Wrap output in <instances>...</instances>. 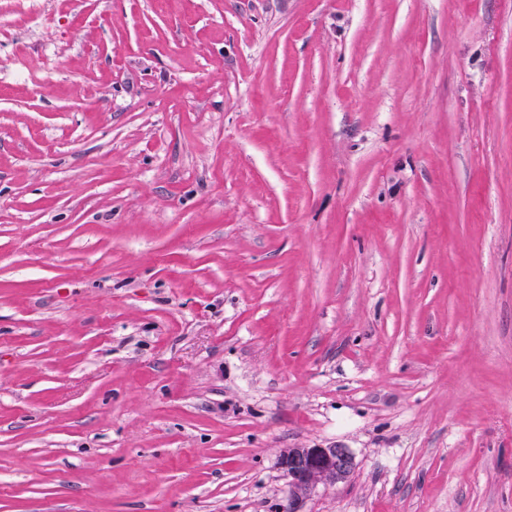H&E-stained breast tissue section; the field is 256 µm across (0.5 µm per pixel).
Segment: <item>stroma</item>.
Wrapping results in <instances>:
<instances>
[{"label": "stroma", "instance_id": "35a3bbf8", "mask_svg": "<svg viewBox=\"0 0 512 512\" xmlns=\"http://www.w3.org/2000/svg\"><path fill=\"white\" fill-rule=\"evenodd\" d=\"M512 512V0H0V512ZM280 466L288 477L295 504L319 484L348 479L355 470V461L347 448H288L281 455Z\"/></svg>", "mask_w": 512, "mask_h": 512}]
</instances>
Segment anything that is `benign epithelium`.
<instances>
[{
	"instance_id": "benign-epithelium-1",
	"label": "benign epithelium",
	"mask_w": 512,
	"mask_h": 512,
	"mask_svg": "<svg viewBox=\"0 0 512 512\" xmlns=\"http://www.w3.org/2000/svg\"><path fill=\"white\" fill-rule=\"evenodd\" d=\"M288 477L292 502L307 496L319 484H335L350 477L355 461L346 448H289L280 458Z\"/></svg>"
}]
</instances>
